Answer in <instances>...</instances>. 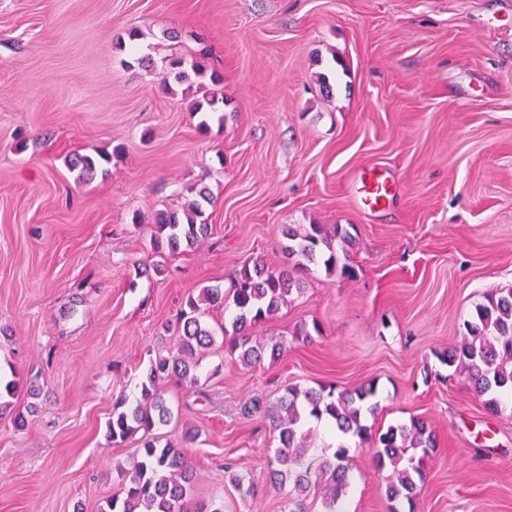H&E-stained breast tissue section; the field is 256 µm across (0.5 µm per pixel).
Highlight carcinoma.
<instances>
[{"label": "carcinoma", "mask_w": 512, "mask_h": 512, "mask_svg": "<svg viewBox=\"0 0 512 512\" xmlns=\"http://www.w3.org/2000/svg\"><path fill=\"white\" fill-rule=\"evenodd\" d=\"M104 160L106 155L101 152L94 156L77 153L70 165L80 170V176L92 177ZM204 201H209V197L201 190L199 199L188 208L159 212L151 237L152 248L158 253L175 254L181 246L190 247L207 235ZM283 236L288 245L284 246L286 260L282 263L271 265L259 260L251 266L245 264L236 272L229 288L208 285L198 296H189L174 327L179 337L177 351L149 361L140 382V400L135 405L126 406L124 399L113 405L108 437L113 443L122 444L137 435L139 448L127 466L118 469L120 490L105 501L100 512H222L213 501L197 502L191 497L196 472L183 447L193 442L195 436L186 434L175 442L160 433L173 417L163 386L174 380L183 387L201 390L202 356L218 336L225 342V352L233 363L255 367L267 358L277 361L286 350V343H257L250 330L277 314L293 294L301 293L296 273L308 264L319 263L330 275L350 273V266L340 263L339 257L352 241L344 225L290 224L283 229ZM203 304L231 308L233 313L229 320L210 327L203 321ZM464 326L467 336L442 361L466 374L474 391L486 397L485 406L496 412L497 395L504 391L512 393V288L486 294ZM20 392L21 382L16 373L9 378L0 376V416L13 410V399ZM375 396V383L371 381L354 389L289 385L272 407L254 400L248 411H263L271 430L277 433L278 446L268 462L271 483L280 488L291 483L300 493L313 483H322L326 488L325 507L328 512H336V503L348 486L353 455L351 446L343 442L329 458L309 455V432L303 427L311 418L325 419L341 435L356 437L360 443L374 448L375 468L390 471L388 499L394 503L404 499L408 512H414L417 483L424 479L423 464L436 447L435 437L419 418L385 429L367 425L366 418L376 417L378 411Z\"/></svg>", "instance_id": "obj_1"}]
</instances>
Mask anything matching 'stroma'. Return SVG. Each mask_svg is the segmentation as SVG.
I'll use <instances>...</instances> for the list:
<instances>
[{
	"mask_svg": "<svg viewBox=\"0 0 512 512\" xmlns=\"http://www.w3.org/2000/svg\"><path fill=\"white\" fill-rule=\"evenodd\" d=\"M174 58L220 78L208 131L196 81L163 80ZM95 148L106 173L79 179L70 157ZM369 165L397 186L374 211L352 190ZM203 188L207 237L159 259L157 213ZM285 224L345 225L356 274L309 266L253 330L286 343L277 361L217 345L206 398L168 385L167 437L199 433L193 498L282 512L277 441L246 406L372 381L378 424L436 437L416 512H512V401L489 411L439 360L512 287V0H0V367L35 389L15 402L24 429L0 417V512H98L135 448L108 438L115 401L175 351L188 296L282 261ZM315 320L322 335L297 339ZM352 454L337 512H390L372 449Z\"/></svg>",
	"mask_w": 512,
	"mask_h": 512,
	"instance_id": "stroma-1",
	"label": "stroma"
}]
</instances>
